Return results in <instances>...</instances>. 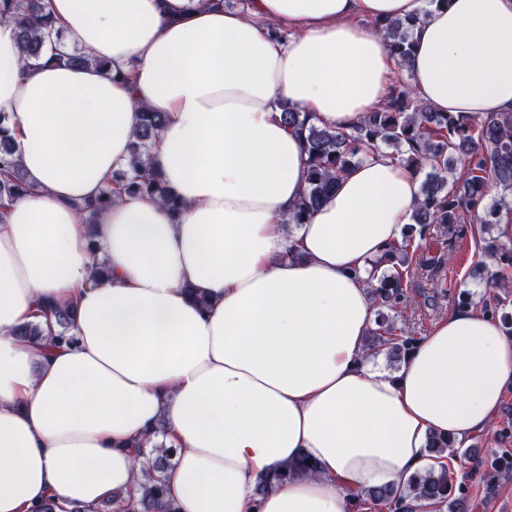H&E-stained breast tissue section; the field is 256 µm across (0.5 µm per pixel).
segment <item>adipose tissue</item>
<instances>
[{
	"instance_id": "obj_1",
	"label": "adipose tissue",
	"mask_w": 512,
	"mask_h": 512,
	"mask_svg": "<svg viewBox=\"0 0 512 512\" xmlns=\"http://www.w3.org/2000/svg\"><path fill=\"white\" fill-rule=\"evenodd\" d=\"M47 4L111 69L23 68L0 23V110L35 187L0 203V512L138 496L159 444L175 450L163 474L175 512H360L368 488L455 466L428 445L490 428L512 338L464 307L384 369L365 347L368 269L402 242L420 177L374 156L287 227L306 165L279 106L347 130L401 73L436 111L511 110L512 0H251L244 14L224 0ZM408 17L401 63L369 23ZM145 106L168 117L151 161L181 210L123 193L89 236L79 207L126 166ZM68 303L72 343L17 336L50 330L39 307ZM302 454L314 475L256 493Z\"/></svg>"
}]
</instances>
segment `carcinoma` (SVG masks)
<instances>
[{"label":"carcinoma","instance_id":"carcinoma-1","mask_svg":"<svg viewBox=\"0 0 512 512\" xmlns=\"http://www.w3.org/2000/svg\"><path fill=\"white\" fill-rule=\"evenodd\" d=\"M0 22L15 25L20 56L27 66L42 62L110 69L106 61L75 46H65L62 34L54 32V19L47 11L45 0H0ZM415 23L414 19H385L373 22L372 26L383 32L389 54L403 63L412 52ZM280 108L283 123L303 138L306 154L307 187L288 219L290 224H300L309 217L334 190L337 180L354 164L370 157L368 149L373 146L384 144L392 148L386 157L397 164L418 172L428 169L414 214L419 229L408 227L403 242L389 250L384 259L389 267L383 272H378L381 262H371L372 300L381 306L397 307L405 299V279L417 278L426 270L424 261L416 258L415 239L424 238L431 225L448 224L449 232L464 235L475 232L464 225V214H478L482 229L486 230L501 223L503 211H512V203L506 200V194H512V112L490 115L479 122L455 119L434 111L416 95L406 79L393 84L382 109L369 113L348 131L318 125L286 103ZM10 120V113L0 110V200H12L34 191L25 180L7 138ZM166 120L163 112L143 110L140 128L131 143L127 169L116 172L113 184L84 204L85 223L91 226L99 223L100 216L112 207L116 188L158 200L174 213L179 211L177 195L149 161L151 146ZM491 257L499 272L512 270V242L496 245ZM46 309L57 327L55 340H68L74 322L73 305H48ZM369 339V348L385 346L397 358L405 356L416 341L414 336L396 334L394 325L384 320L378 322V329L371 332ZM174 452L173 448L151 449L156 476L140 485V496L134 503L125 502L117 494L104 502L102 512H174L164 500L162 482V474L170 466ZM315 471L316 463L301 455L276 473L273 480L284 482ZM271 481L259 479L257 491L268 490ZM452 481L448 470H419L400 488L386 485L367 489L364 504L383 505L389 512H423L431 505L440 512L450 504Z\"/></svg>","mask_w":512,"mask_h":512}]
</instances>
